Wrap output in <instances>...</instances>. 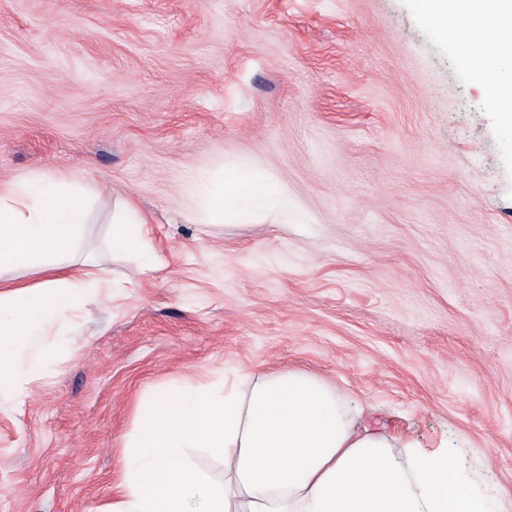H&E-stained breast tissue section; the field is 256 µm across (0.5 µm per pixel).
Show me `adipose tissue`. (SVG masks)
I'll return each mask as SVG.
<instances>
[{"instance_id": "obj_1", "label": "adipose tissue", "mask_w": 512, "mask_h": 512, "mask_svg": "<svg viewBox=\"0 0 512 512\" xmlns=\"http://www.w3.org/2000/svg\"><path fill=\"white\" fill-rule=\"evenodd\" d=\"M437 37L485 74L512 55V0H416ZM205 223L302 217L287 188L241 160L189 177ZM98 185L43 171L0 192V395L22 393L51 322L111 287L108 270L76 260ZM114 251L142 267L156 255L147 220L124 202L109 231ZM358 404L304 370L233 369L204 384L172 382L137 403L107 512H493L479 477L444 450L397 447L359 433ZM219 461L221 475L191 458Z\"/></svg>"}]
</instances>
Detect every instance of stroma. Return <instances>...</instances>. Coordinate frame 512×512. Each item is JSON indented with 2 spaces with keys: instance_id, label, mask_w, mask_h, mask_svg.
I'll return each instance as SVG.
<instances>
[{
  "instance_id": "1",
  "label": "stroma",
  "mask_w": 512,
  "mask_h": 512,
  "mask_svg": "<svg viewBox=\"0 0 512 512\" xmlns=\"http://www.w3.org/2000/svg\"><path fill=\"white\" fill-rule=\"evenodd\" d=\"M461 57L415 0H0V191L104 186L80 254L113 282L0 406V512H105L138 398L232 367L321 375L512 512V59ZM242 157L303 223L190 212ZM123 199L156 270L107 246ZM489 105L495 112L501 113L502 119L512 123V89L496 87L490 94Z\"/></svg>"
}]
</instances>
